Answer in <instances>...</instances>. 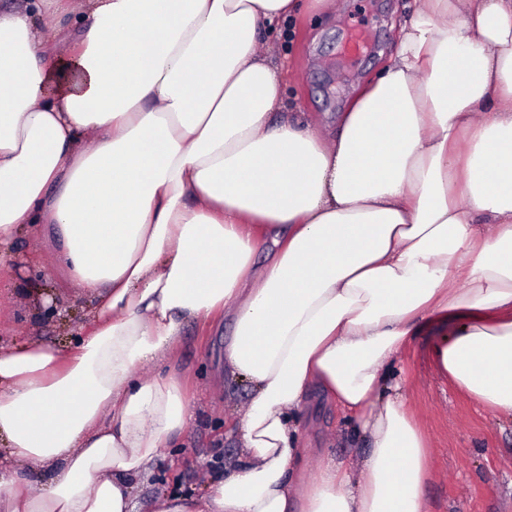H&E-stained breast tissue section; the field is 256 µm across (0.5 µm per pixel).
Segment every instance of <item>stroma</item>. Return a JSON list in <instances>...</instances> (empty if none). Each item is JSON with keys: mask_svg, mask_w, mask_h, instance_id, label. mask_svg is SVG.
<instances>
[{"mask_svg": "<svg viewBox=\"0 0 512 512\" xmlns=\"http://www.w3.org/2000/svg\"><path fill=\"white\" fill-rule=\"evenodd\" d=\"M415 0H338L326 7L304 0L288 47L284 99L291 111L334 123L356 91L384 67L399 36L400 23ZM361 33L375 43L371 53L341 56L349 36ZM9 263L0 266V346L40 341L68 346L94 306L92 296L46 278L55 266V247L46 236L20 230L0 244ZM231 319L188 324L172 369L190 401L192 416L176 447L160 449L154 486L134 499L133 512H151L161 493L204 494L224 477L225 462L240 443L226 429L248 400L247 387L234 399L219 388L224 345ZM434 329L424 330L401 352L393 373L405 409L430 447V475L424 487L428 512H512V422L495 419L460 393L429 357ZM302 433L316 453L306 459V477H315L319 454L348 459L357 442L353 424L332 404L301 411Z\"/></svg>", "mask_w": 512, "mask_h": 512, "instance_id": "35a3bbf8", "label": "stroma"}]
</instances>
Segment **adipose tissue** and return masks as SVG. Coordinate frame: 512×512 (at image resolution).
Returning a JSON list of instances; mask_svg holds the SVG:
<instances>
[{"mask_svg":"<svg viewBox=\"0 0 512 512\" xmlns=\"http://www.w3.org/2000/svg\"><path fill=\"white\" fill-rule=\"evenodd\" d=\"M300 6L82 0L66 34L39 0L0 7V242L53 231L58 272L99 300L70 350L0 349V512H130L190 413L173 375L136 370L222 311L240 453L153 512H428L392 366L433 325L436 368L512 420V0H417L332 125L272 119L268 40ZM318 396L367 446L307 482Z\"/></svg>","mask_w":512,"mask_h":512,"instance_id":"1","label":"adipose tissue"}]
</instances>
